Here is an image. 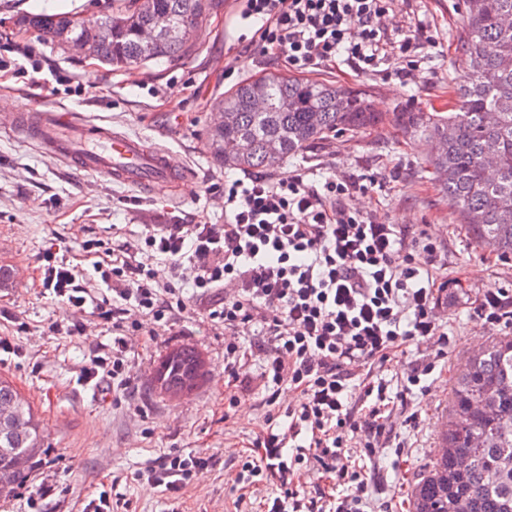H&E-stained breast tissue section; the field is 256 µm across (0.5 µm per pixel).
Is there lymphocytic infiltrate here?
<instances>
[{"label": "lymphocytic infiltrate", "instance_id": "obj_1", "mask_svg": "<svg viewBox=\"0 0 512 512\" xmlns=\"http://www.w3.org/2000/svg\"><path fill=\"white\" fill-rule=\"evenodd\" d=\"M239 2L251 44L295 70L340 58L372 74L394 56L402 61L397 78L415 83L434 45L411 22L401 40L392 39L385 20L399 13L397 0ZM363 189L350 177L318 180L299 170L225 177L209 188L224 205L223 223L148 226L111 263L94 262L112 285L107 294L88 288L65 258L45 253L44 288L112 328L111 344L85 366L84 382L108 380L113 390L127 391L130 337L156 336L187 313L182 282L191 281L200 295L224 289L205 319L226 336L225 373L239 380L255 358L266 406H276L282 388L297 395L285 422L255 438L238 483L275 485L265 512H366L370 490L355 455L374 457L390 441L393 400L383 371L411 344L443 343L448 333L436 314L446 289L438 278L445 266L441 240L357 209L352 200ZM158 260L167 278L155 269ZM246 326L255 336L249 343L240 336ZM304 463L331 482L334 494L320 501L305 493L298 474ZM208 464L193 452L173 453L139 476L176 493Z\"/></svg>", "mask_w": 512, "mask_h": 512}]
</instances>
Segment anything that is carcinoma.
Returning a JSON list of instances; mask_svg holds the SVG:
<instances>
[{"mask_svg":"<svg viewBox=\"0 0 512 512\" xmlns=\"http://www.w3.org/2000/svg\"><path fill=\"white\" fill-rule=\"evenodd\" d=\"M461 50L472 72L469 85L455 91V111L391 112L372 109L369 91L348 85L268 73L238 85L222 102L224 127L211 133L213 161L226 169L265 170L310 149L332 133H357L388 124L404 137L430 141L427 163L443 178L442 191L472 241L512 260V0H463ZM112 36L97 41L100 62L113 68L190 55L181 43L165 39L153 54L142 52L139 29L157 17L197 21L202 0H121ZM28 28L54 42L63 30L92 37V30L66 14L25 16ZM262 96L267 110L252 100ZM248 142L249 149L239 150ZM497 150L496 175H487L483 156ZM206 360L185 345L164 355L153 378L161 394L175 399L205 382ZM0 406L14 409L11 425L0 429V484L18 488L46 454L47 430L34 409L7 380L0 379ZM446 452L424 471L412 496V512H512V335L493 337L452 377L448 414L441 434ZM470 459L464 479L459 458Z\"/></svg>","mask_w":512,"mask_h":512,"instance_id":"carcinoma-1","label":"carcinoma"}]
</instances>
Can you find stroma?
Here are the masks:
<instances>
[{"label": "stroma", "mask_w": 512, "mask_h": 512, "mask_svg": "<svg viewBox=\"0 0 512 512\" xmlns=\"http://www.w3.org/2000/svg\"><path fill=\"white\" fill-rule=\"evenodd\" d=\"M410 8L437 43L421 61L419 82L402 83L395 58L384 60L374 75L340 61L312 71L311 79L367 88L379 112L452 109L454 88L470 78L458 50L462 0H411ZM237 9L235 0H223L203 26L192 55L181 62L112 70L11 26L20 14L99 19L111 13L112 0H0V265L16 271L13 286L0 288V336L10 342L9 349H0V376L31 402L46 426L48 444L27 485L0 499V512H82L89 499L113 490L123 495L128 512H169L175 499L182 512L234 508L241 454L267 425L261 383L243 384L236 407L225 409L224 337L196 316L159 331L152 341L136 342L130 355L132 394L127 403H115L111 388L99 390L81 379L89 358L111 343L110 330L90 314L72 313L43 288L39 258L63 248L71 264L88 274L94 259L80 251L83 241L99 239L115 248L137 239L145 225L169 224L177 217L205 215L223 223L217 200L206 192L224 180L223 169L211 162L213 106L236 83L284 70L273 56L244 50ZM228 65L234 73H225ZM91 69L98 71V81L87 80ZM37 106L79 112L94 123L140 136L147 145L165 147L195 177L147 193L98 174H71L35 144L9 133L12 112ZM429 149L425 139H404L386 125L329 136L274 169L279 176L306 167L373 182L372 191L355 194L356 207L384 211L395 224L423 225L441 237L448 253L442 272L448 289L440 305L448 343L427 391L408 399L409 408L420 414L419 424L408 428L394 422L400 447L381 449L367 464L381 484L371 512H409L411 489L436 455L450 377L474 350L473 336L486 339L504 332L478 316L479 302L487 289L512 290V261L470 242L440 189L439 175L424 169ZM78 320L85 325L83 335H66V326ZM184 344L203 354L207 379L181 398L159 395L151 385L156 363ZM177 450L210 460L178 498L135 480L136 471ZM44 477L56 483V495L31 500L30 487Z\"/></svg>", "instance_id": "35a3bbf8"}]
</instances>
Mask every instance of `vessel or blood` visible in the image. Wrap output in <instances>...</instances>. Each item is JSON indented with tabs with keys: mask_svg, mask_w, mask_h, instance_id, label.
Wrapping results in <instances>:
<instances>
[{
	"mask_svg": "<svg viewBox=\"0 0 512 512\" xmlns=\"http://www.w3.org/2000/svg\"><path fill=\"white\" fill-rule=\"evenodd\" d=\"M14 133L32 138L60 165L83 173H103L114 183L150 191L188 177L168 151L147 146L141 137L90 122L79 113L45 109L22 112Z\"/></svg>",
	"mask_w": 512,
	"mask_h": 512,
	"instance_id": "b4317fda",
	"label": "vessel or blood"
}]
</instances>
